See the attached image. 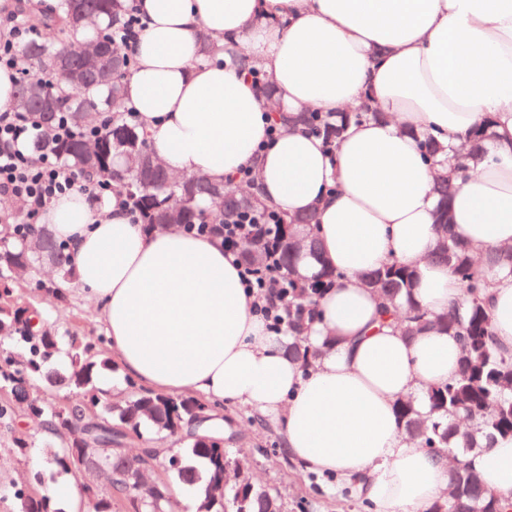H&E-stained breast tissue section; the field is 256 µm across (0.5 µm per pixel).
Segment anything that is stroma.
Listing matches in <instances>:
<instances>
[{
  "mask_svg": "<svg viewBox=\"0 0 512 512\" xmlns=\"http://www.w3.org/2000/svg\"><path fill=\"white\" fill-rule=\"evenodd\" d=\"M14 288L24 300L38 303V313L46 329L59 336L100 337L104 326L98 321L92 304L79 296L74 287H67L59 301H42L39 291L31 288L32 280L50 283L54 274L45 267L23 273H10ZM216 414L224 421V449L230 456L246 455L252 473L261 485L276 493L282 503V512H373L367 501L359 496L353 484L341 482L329 474L305 473L288 455L284 447L281 423L263 418L243 406L227 405ZM28 432L32 446L19 453L12 444L14 429ZM184 446L182 435L154 436L149 426H141L131 434L124 448L132 454L153 448L157 466L148 468V481H172V497L176 512H196L197 498L193 488L173 482L166 464L171 455ZM41 478L43 491L58 501H65L77 492L79 485L104 487L106 479L98 472L80 476L59 473L44 450V432L22 409H15L12 424L0 423V512H14L16 504L11 497L14 487Z\"/></svg>",
  "mask_w": 512,
  "mask_h": 512,
  "instance_id": "stroma-1",
  "label": "stroma"
}]
</instances>
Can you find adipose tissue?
<instances>
[{
    "mask_svg": "<svg viewBox=\"0 0 512 512\" xmlns=\"http://www.w3.org/2000/svg\"><path fill=\"white\" fill-rule=\"evenodd\" d=\"M135 59L123 87L164 166L230 185L254 169V191L285 215L315 216L338 275L318 300L312 367L289 360L287 337L253 312L237 265L216 236L132 223L124 193L103 207L76 192L44 219L66 240L77 283L125 375L157 392L243 404L281 421L306 470L357 483L375 512H428L450 487L446 457L402 434L399 400L427 412L430 387L456 378L462 346L449 333L404 335L380 325L383 299L362 274L396 261L414 273L415 301L456 309L463 287L436 247L433 187L451 174L425 158L484 126L493 136L454 180L452 230L477 253L512 247V0H136ZM221 51L203 61L202 36ZM270 75L263 92L237 56ZM379 120L351 124L336 151L304 127L269 119L302 109ZM495 342L512 349V275L483 267ZM483 486L512 506V436L469 455Z\"/></svg>",
    "mask_w": 512,
    "mask_h": 512,
    "instance_id": "ef3b65f1",
    "label": "adipose tissue"
}]
</instances>
